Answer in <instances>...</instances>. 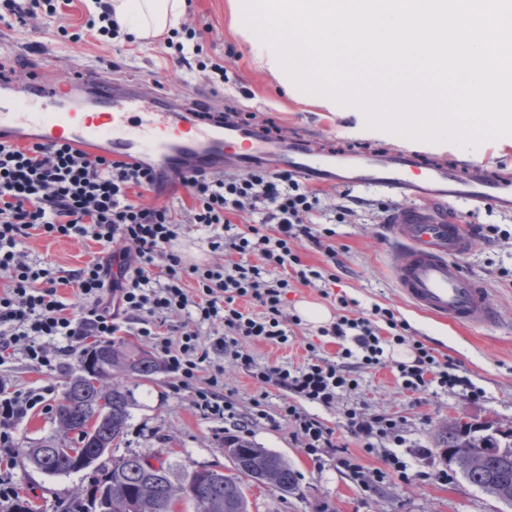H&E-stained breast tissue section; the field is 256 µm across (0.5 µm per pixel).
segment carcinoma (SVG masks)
<instances>
[{"label":"carcinoma","instance_id":"carcinoma-1","mask_svg":"<svg viewBox=\"0 0 512 512\" xmlns=\"http://www.w3.org/2000/svg\"><path fill=\"white\" fill-rule=\"evenodd\" d=\"M106 351L107 363L92 362L83 366V373L66 382L56 420L65 433L77 438L54 448L43 444L27 451L29 461L40 471L51 475L71 473L72 460L88 448L89 432L111 447L118 441L130 416L129 395L120 383L108 387L101 376L113 367L123 366L140 376L156 372L157 362L147 354H126L111 341L92 347L87 356ZM472 424L450 422L439 437V447L464 478L484 493L502 500L512 495V430L495 428L496 435L486 438L471 430ZM224 456L232 463V472L211 480L190 478L183 470L175 479L173 466L161 454L126 453L108 456L101 470L112 480V512H168L170 488L181 485L182 498L194 512L207 505L206 512H250L243 478L262 484L286 496L296 489L293 469L282 455L261 448L241 436L224 440Z\"/></svg>","mask_w":512,"mask_h":512}]
</instances>
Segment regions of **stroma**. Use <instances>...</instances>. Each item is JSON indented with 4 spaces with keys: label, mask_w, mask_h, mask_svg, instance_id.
I'll return each instance as SVG.
<instances>
[{
    "label": "stroma",
    "mask_w": 512,
    "mask_h": 512,
    "mask_svg": "<svg viewBox=\"0 0 512 512\" xmlns=\"http://www.w3.org/2000/svg\"><path fill=\"white\" fill-rule=\"evenodd\" d=\"M93 0H72L64 18L36 16L20 21L5 13L0 4V63L11 69L15 80L24 82L39 75L56 81L86 76L87 86L74 88L73 98L88 97L91 87L121 82L144 93L161 89L184 106L201 103L211 111L233 108L253 116L252 126L268 129L270 140L293 136L307 138L312 152L363 154L375 151H415L433 163L469 160L483 162L492 171L512 178V136L465 148L455 143L410 139L382 129L368 127L365 113L356 106L337 105L330 110L318 94L301 89L286 90L251 53L240 33L237 12L231 0H188L183 17L186 27L203 34V53L224 67L223 82H216L208 70L186 73L167 56L162 42L134 44L121 38L105 45L85 25L96 15ZM323 203L338 205L344 220L317 217L314 233L325 234L335 245V258L309 239L295 246L303 264L335 275L330 283L331 298H323L319 286L295 285L286 295L285 312L292 318L287 346L254 342L250 351L256 366L284 364L303 366L310 352L334 358L339 349L335 339L322 335L321 325L298 320L304 302L321 303L338 313L336 296L353 301L356 311L370 312L380 306L405 321L408 334L434 348L438 358L448 359L483 390L481 399L462 393H413L404 390L394 367L408 360L407 346L386 349L388 366L358 372L360 387L355 395L342 396L325 407L302 403L334 431L337 445L359 458L367 467L380 466L378 456L363 453L360 442L345 425L343 410L352 401H364L369 412H386L400 417L406 440L401 452L411 458L408 481L391 480L380 491L367 492L352 482L336 463L335 454L311 459L294 435L292 422L281 415L291 401L287 391L268 387L252 377L241 365L223 358L224 398L233 406L218 416L192 405V387H183L168 369L140 377L113 369L112 381L129 391L130 417L119 453L160 452L175 469L189 465H228L224 440L242 436L284 456L296 474V489L287 496L274 494L265 486L248 490L251 512H508L498 500L469 484L437 447L436 436L448 421L481 423L512 429V212L475 209L459 202L449 211L461 224L475 228L470 251L461 257L465 271L484 282L490 306L498 321L482 327L464 328L441 322L412 309L396 287L392 275L393 247L385 235L388 211L408 207V200L389 198L374 188H348L332 184L318 189ZM497 225V235L485 236V225ZM23 249L31 263L51 271L73 272L99 256L102 247L89 239L33 235L24 239ZM189 264L222 265L228 257L211 251L206 230L185 225L174 244ZM67 341L49 340L60 350L55 370L34 368L23 352L0 359V383L11 390L41 394L42 404L29 410L12 430L14 445L0 447V481L16 487L36 512H63V506L92 480V471L50 476L36 470L24 458L27 448L58 434L54 422L56 407L66 380L80 374L82 354L90 343L67 349ZM263 399L264 415H256L254 399ZM427 448L423 460L413 458L414 449Z\"/></svg>",
    "instance_id": "1"
}]
</instances>
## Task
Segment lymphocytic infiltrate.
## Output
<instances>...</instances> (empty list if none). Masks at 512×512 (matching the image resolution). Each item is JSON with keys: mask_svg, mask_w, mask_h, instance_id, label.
Here are the masks:
<instances>
[{"mask_svg": "<svg viewBox=\"0 0 512 512\" xmlns=\"http://www.w3.org/2000/svg\"><path fill=\"white\" fill-rule=\"evenodd\" d=\"M152 185L149 169L133 161L93 156L68 144L0 143V273L10 282L0 295V353L19 349L31 365L49 367L54 355L42 337L109 339L119 331L120 319H132L138 336L160 350L182 381L205 375L204 387L195 392L196 408L214 415L225 411L224 372L211 359L215 349L253 371L261 383L293 393L295 402L285 403L281 414L292 421L314 457L333 448V431L304 413L301 402L327 407L357 390L358 369L385 366L386 343H407L414 352L411 361L396 365L403 389H458L471 399L482 397V389L454 363L439 360L424 343L408 340L393 311L378 307L366 317L352 311L343 296L337 299L340 313L328 330L344 343L337 359L312 357L292 369L256 368L243 340L286 343L284 307L291 280L308 286L324 278L321 270L302 265L293 249L295 241L313 236L319 196L294 175L260 166L243 177L198 174L185 180L193 200L190 223L208 228L212 250L239 256L224 266L188 265L172 249L182 229L176 213L129 197L131 189L145 193ZM242 213L261 214L262 221L233 224L232 216ZM34 232L89 237L105 247L119 242L134 254L123 257L116 275L106 259L77 271L74 280L86 303L77 318L57 298V281L49 270L26 261L20 244ZM254 253L262 255L264 266L249 262ZM289 267L293 277L267 276L268 269ZM245 302L250 305L246 311L241 308ZM182 312L188 323L166 333L168 317ZM202 323L211 325L213 342L201 339L197 327ZM344 418L364 452L381 458L380 466L368 468L351 455L339 457V465L359 487L374 492L391 476L407 479L408 464L395 452L404 443L399 419L367 413L362 402L347 408Z\"/></svg>", "mask_w": 512, "mask_h": 512, "instance_id": "lymphocytic-infiltrate-1", "label": "lymphocytic infiltrate"}]
</instances>
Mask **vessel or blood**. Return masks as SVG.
<instances>
[{"instance_id":"b4317fda","label":"vessel or blood","mask_w":512,"mask_h":512,"mask_svg":"<svg viewBox=\"0 0 512 512\" xmlns=\"http://www.w3.org/2000/svg\"><path fill=\"white\" fill-rule=\"evenodd\" d=\"M70 86L34 78L26 86L0 79V142L83 147L94 156L127 158L148 167L155 186L199 171L220 173L225 163L247 164L275 157L279 170L316 184L374 187L414 199L413 207L388 219L397 253L393 276L416 310L465 326L496 319L488 290L466 273L458 259L471 246L472 230L438 214L440 206L512 210V182L494 176L478 161L467 172L424 163L414 152L316 158L305 139L267 140L261 131L201 118L162 95L134 87H103L87 106L72 107Z\"/></svg>"}]
</instances>
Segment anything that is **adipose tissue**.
Here are the masks:
<instances>
[{
  "label": "adipose tissue",
  "mask_w": 512,
  "mask_h": 512,
  "mask_svg": "<svg viewBox=\"0 0 512 512\" xmlns=\"http://www.w3.org/2000/svg\"><path fill=\"white\" fill-rule=\"evenodd\" d=\"M112 18L130 40L143 42L179 28L186 0H109Z\"/></svg>",
  "instance_id": "1"
}]
</instances>
